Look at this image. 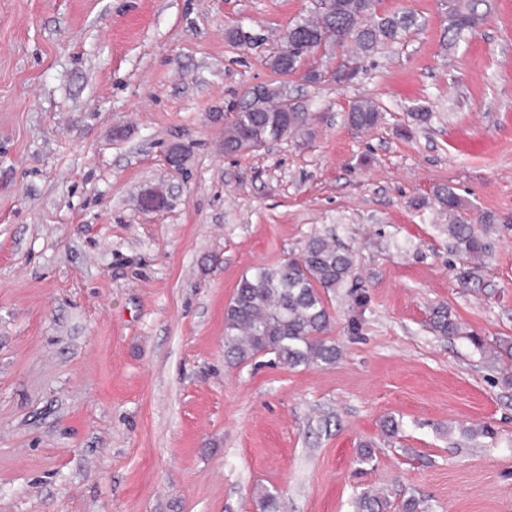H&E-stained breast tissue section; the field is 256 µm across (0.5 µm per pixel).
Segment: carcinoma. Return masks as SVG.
I'll list each match as a JSON object with an SVG mask.
<instances>
[{
	"label": "carcinoma",
	"instance_id": "obj_1",
	"mask_svg": "<svg viewBox=\"0 0 512 512\" xmlns=\"http://www.w3.org/2000/svg\"><path fill=\"white\" fill-rule=\"evenodd\" d=\"M333 2L328 10L315 7L312 16L289 28L284 48L271 57L274 72L294 74L321 50L352 46L359 55L371 56L417 27V19L410 12L379 13V0ZM491 8L489 0H442L444 45L455 47L485 20ZM289 98L287 86L267 85L260 101L238 106L234 119L224 128V153L249 151L298 133L305 113L285 111ZM381 117L379 106L370 99L357 100L348 112V122L357 131L375 127ZM435 197L450 215L463 209V201L452 186L437 187ZM448 240L452 251L469 263L460 272L462 283L476 281L475 271L492 249L491 228L478 231L474 223L459 216L448 225ZM351 271L350 254L331 238L319 235L309 238L296 258L277 266L254 267L242 276L224 309L225 357L239 364L259 354H271L289 367L336 363L340 350L326 338L330 315L323 295L344 287ZM429 324L438 336L464 333L445 305L431 309ZM256 507L257 512H280V496L267 491L258 497ZM386 507L380 496L369 491L355 500V512H383Z\"/></svg>",
	"mask_w": 512,
	"mask_h": 512
}]
</instances>
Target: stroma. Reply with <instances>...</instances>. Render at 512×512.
Listing matches in <instances>:
<instances>
[{
  "instance_id": "1",
  "label": "stroma",
  "mask_w": 512,
  "mask_h": 512,
  "mask_svg": "<svg viewBox=\"0 0 512 512\" xmlns=\"http://www.w3.org/2000/svg\"><path fill=\"white\" fill-rule=\"evenodd\" d=\"M491 3L449 50L440 0H380L417 29L337 85L269 64L314 0H0V512H256L266 488L285 512L368 490L512 512V361L469 339L512 340V0ZM282 81L304 135L225 155L233 104ZM361 98L383 113L363 133ZM443 184L492 218L468 288ZM318 234L352 257L325 299L340 358L227 362L239 280ZM440 304L466 335L430 329ZM381 117L379 106L371 99L357 100L348 112V122L357 131L375 127Z\"/></svg>"
}]
</instances>
